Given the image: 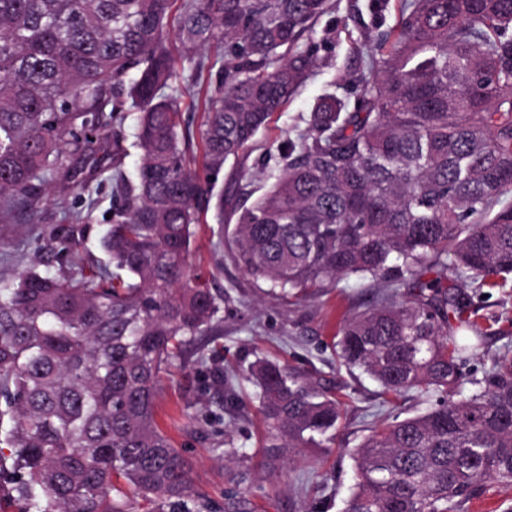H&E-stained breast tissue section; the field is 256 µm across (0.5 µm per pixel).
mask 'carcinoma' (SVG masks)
<instances>
[{
    "label": "carcinoma",
    "instance_id": "1",
    "mask_svg": "<svg viewBox=\"0 0 512 512\" xmlns=\"http://www.w3.org/2000/svg\"><path fill=\"white\" fill-rule=\"evenodd\" d=\"M390 5L393 24L357 43L359 93L321 95L263 185L247 190L242 166L226 198L211 176L317 68L333 0H0V216L36 214L75 158L101 150L110 120L136 115L139 150L132 179L124 154L109 156V264L85 263L76 212L38 233L67 271L0 277V479L24 512H130L133 498L211 512L157 414L163 375L224 302L186 272L212 206L235 264L272 295L352 277L386 288L339 323V365L388 395L438 397L362 438L345 512H458L512 485V361L469 382L475 345L458 335L468 293L512 276V0ZM172 26L197 73V53L224 42V79L205 90L203 175L187 161ZM245 380L266 447L330 439L336 395L266 359Z\"/></svg>",
    "mask_w": 512,
    "mask_h": 512
}]
</instances>
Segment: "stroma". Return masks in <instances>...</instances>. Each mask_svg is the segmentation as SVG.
Masks as SVG:
<instances>
[{"mask_svg": "<svg viewBox=\"0 0 512 512\" xmlns=\"http://www.w3.org/2000/svg\"><path fill=\"white\" fill-rule=\"evenodd\" d=\"M370 0H336V9L322 18L317 30L318 55L323 67L314 70L286 111L275 114L249 152L244 165L253 173L272 166L270 145L284 141L306 124L315 100L334 89L342 75L362 65L354 43L362 31L374 29L378 18ZM76 188L54 187L40 205L39 224L15 212L6 219L9 231L0 241V276L11 277L40 261L56 267L54 253L36 240L40 226L62 223L67 212L84 216L85 231L79 250L92 260L102 259L99 240L110 225L112 180L100 173L98 162H76ZM214 215H207L192 243L189 262L211 287L224 293V304L211 335L203 337L206 353L216 369L241 374L250 362L265 357L288 364L297 374L340 398L341 417L332 446L311 444L298 454H285L264 465L266 425L251 384L240 382L239 400L228 407L222 382L203 380L188 352L186 370L162 383L158 420L175 445L194 463L197 486L214 501L216 512H344L354 485L352 450L371 427L389 416L410 417L427 411L430 400L413 394L387 401L379 385L367 375L340 367L336 361L334 333L339 321L352 310L376 301L379 288L369 281H346L340 288H325L288 303L256 288L237 269L226 250L217 248L212 231ZM467 314L480 346L464 365L466 379H482L494 359L512 358V278L471 295ZM236 423V436L247 460H228L215 451L213 433Z\"/></svg>", "mask_w": 512, "mask_h": 512, "instance_id": "obj_1", "label": "stroma"}]
</instances>
